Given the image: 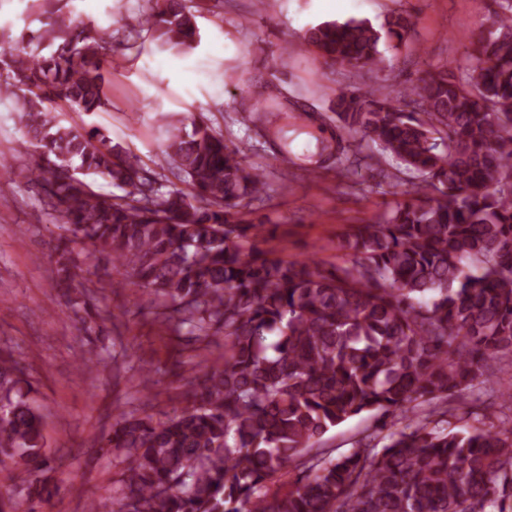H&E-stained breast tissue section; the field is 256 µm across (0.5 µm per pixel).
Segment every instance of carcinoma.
<instances>
[{
    "mask_svg": "<svg viewBox=\"0 0 512 512\" xmlns=\"http://www.w3.org/2000/svg\"><path fill=\"white\" fill-rule=\"evenodd\" d=\"M74 0H33L38 25H0V104L24 128L16 153L60 217L55 275L98 308L76 244L107 253L196 339H224L220 362L188 382L191 402L164 420L121 412L97 453L121 459L120 492L88 512H512V418L461 397L512 358V0L465 61L395 94L342 89L328 111L336 161L370 143L395 163L403 200L381 222L341 237L348 265L272 257L267 231L238 217L263 176L203 121H168L163 153L188 190H162L109 134L59 119L100 112L112 29ZM142 27L161 48L200 43L186 0H161ZM401 14L325 21L304 40L334 64L378 70L382 40L402 42ZM120 190L81 189L88 177ZM19 363L0 352V454L15 461L26 504L53 494L43 421ZM376 428L337 456L317 448L343 422ZM291 476L288 489L277 482Z\"/></svg>",
    "mask_w": 512,
    "mask_h": 512,
    "instance_id": "1",
    "label": "carcinoma"
}]
</instances>
